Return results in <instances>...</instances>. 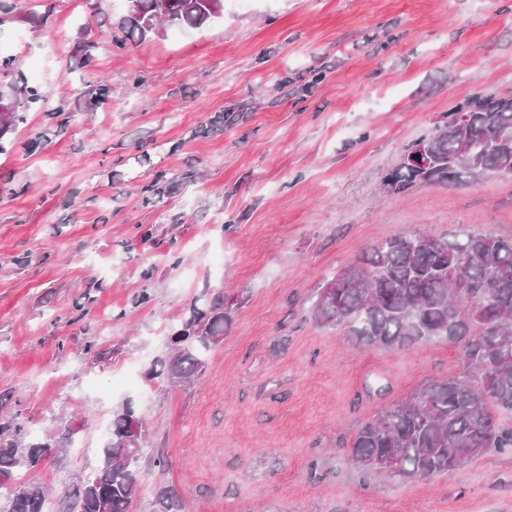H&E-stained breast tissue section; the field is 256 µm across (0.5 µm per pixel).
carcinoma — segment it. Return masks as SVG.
Instances as JSON below:
<instances>
[{
    "label": "carcinoma",
    "instance_id": "carcinoma-1",
    "mask_svg": "<svg viewBox=\"0 0 512 512\" xmlns=\"http://www.w3.org/2000/svg\"><path fill=\"white\" fill-rule=\"evenodd\" d=\"M122 48L145 40L161 25L197 28L213 19L202 0H128ZM107 85L79 93L83 111L110 100ZM10 111L0 114V154L7 131L24 120L22 108L42 105L47 92L37 85L15 87ZM465 122L464 133L457 132ZM512 156V98L480 97L448 113L434 136L420 142L392 172L400 187L432 184L500 172ZM163 178L145 186L143 203L157 205L167 192ZM235 305L222 293L196 299L192 316L169 334L172 355L155 361L152 378L167 384L202 374L207 355L233 321ZM311 316L321 327L347 329L351 339L404 349L416 342L446 338L459 344L458 376L422 388L413 398L383 408L355 434L350 462L367 481L378 475L408 481L457 470L465 461L512 451V424L498 414L512 412V237L463 231L452 238L424 232L385 238L363 260L349 265L316 289ZM111 440L92 480L76 484L67 512H132L143 459L163 471L162 452L124 448L145 437L146 424L131 402L112 415ZM17 421L0 433V477L15 479L37 469L50 450L60 455L75 444L74 432L55 427L41 441L27 440ZM135 454L134 467L116 463L120 453ZM9 512H45L43 490L19 483ZM178 494L162 488L155 512H177Z\"/></svg>",
    "mask_w": 512,
    "mask_h": 512
}]
</instances>
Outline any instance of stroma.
<instances>
[{"label":"stroma","mask_w":512,"mask_h":512,"mask_svg":"<svg viewBox=\"0 0 512 512\" xmlns=\"http://www.w3.org/2000/svg\"><path fill=\"white\" fill-rule=\"evenodd\" d=\"M13 3L0 91L23 79L76 113L60 134L31 107L0 155V428L18 417L40 438L61 414L79 437L20 474L48 488L45 512H66L128 400L170 459L142 467L133 512L163 486L185 512H512L510 452L363 484L351 436L457 375L458 349L357 345L310 316L315 289L389 235L512 236V176L387 184L457 106L512 97V0H249L123 48L109 34L127 0ZM103 83L111 101L76 112ZM222 112L233 124L203 134ZM161 170L167 195L143 205ZM213 291L242 302L205 371L149 380Z\"/></svg>","instance_id":"obj_1"}]
</instances>
